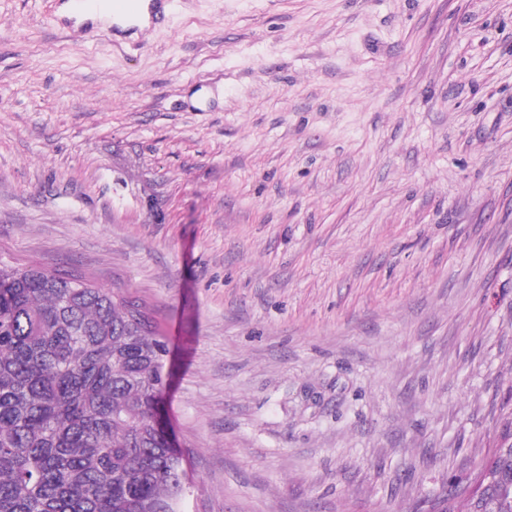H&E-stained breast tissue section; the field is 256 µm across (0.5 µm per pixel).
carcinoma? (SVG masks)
Wrapping results in <instances>:
<instances>
[{
	"label": "carcinoma",
	"mask_w": 512,
	"mask_h": 512,
	"mask_svg": "<svg viewBox=\"0 0 512 512\" xmlns=\"http://www.w3.org/2000/svg\"><path fill=\"white\" fill-rule=\"evenodd\" d=\"M169 353L129 294L0 262V512H181L180 454L151 421ZM488 459L512 488V412ZM449 499L512 512V493Z\"/></svg>",
	"instance_id": "cac0c4a2"
}]
</instances>
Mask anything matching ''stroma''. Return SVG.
<instances>
[{
    "label": "stroma",
    "mask_w": 512,
    "mask_h": 512,
    "mask_svg": "<svg viewBox=\"0 0 512 512\" xmlns=\"http://www.w3.org/2000/svg\"><path fill=\"white\" fill-rule=\"evenodd\" d=\"M0 0V261L145 302L184 512H431L512 396V0ZM143 1H149L145 3L138 21V28L144 30L151 24V10L155 9L152 5L167 3L165 0H106L105 5L112 17L130 20L140 14Z\"/></svg>",
    "instance_id": "1"
}]
</instances>
